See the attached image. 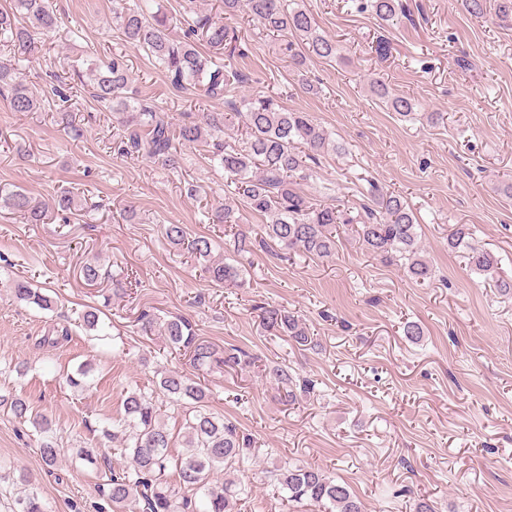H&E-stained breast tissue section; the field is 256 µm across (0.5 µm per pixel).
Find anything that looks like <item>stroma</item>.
Listing matches in <instances>:
<instances>
[{"mask_svg":"<svg viewBox=\"0 0 512 512\" xmlns=\"http://www.w3.org/2000/svg\"><path fill=\"white\" fill-rule=\"evenodd\" d=\"M51 2L62 22L27 71L40 109L13 112L0 99V140L11 145L0 151V187L44 200L66 189L83 211L27 224L0 209V394L24 395L33 415L52 421L61 459L46 467L30 419L0 407V512L32 490L49 512H112L101 489L126 459L104 431L128 393L156 390L165 368L201 383L211 412L251 440L245 466L227 473L240 489L236 512H313L289 501L276 464L322 468L350 485L365 512H414L421 500L435 512H512V296L494 286L512 275V26L490 11L468 15L458 0H401L391 23L371 0H303L338 53L298 66L300 43L247 14L225 18L222 0H159L179 19L227 20L238 35L230 62L243 77L239 95H273L329 134L336 148L320 156L305 193L353 207L370 204L375 188L403 197L432 266L419 283L347 227L331 257L282 255L264 244L263 217L243 207L238 232L251 250L238 254L235 234L208 221L232 198L203 146L181 148L172 167L120 156L108 109L85 90L69 104L48 91L73 60L118 53L140 98L175 120L228 105L175 91L117 38L112 0ZM374 79L412 99V114L374 95ZM168 224L213 238L215 258L241 263L239 283L212 284L204 261L168 243ZM463 224L473 245L499 259V272L476 273L449 247ZM94 260L104 276L89 285L80 269ZM11 274L47 289L55 310L16 302ZM87 305L102 309L103 335L78 326ZM271 306L300 317L307 345L265 330ZM145 311L188 317L218 351L238 350L239 365L192 369L160 333L142 331ZM62 319L68 341L41 345ZM411 322L419 339L404 332ZM85 363L88 387L70 388L67 375ZM279 369L294 387L278 381ZM76 448L94 449L95 462L73 457Z\"/></svg>","mask_w":512,"mask_h":512,"instance_id":"1","label":"stroma"}]
</instances>
